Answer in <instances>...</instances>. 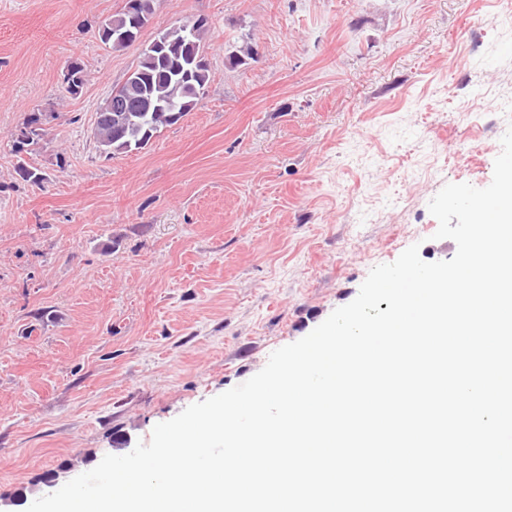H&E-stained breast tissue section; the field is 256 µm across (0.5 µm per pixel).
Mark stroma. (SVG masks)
Returning a JSON list of instances; mask_svg holds the SVG:
<instances>
[{"label":"stroma","instance_id":"obj_1","mask_svg":"<svg viewBox=\"0 0 512 512\" xmlns=\"http://www.w3.org/2000/svg\"><path fill=\"white\" fill-rule=\"evenodd\" d=\"M0 0V499L149 442L436 238L431 199L487 187L512 115V0ZM207 21L205 99L112 157L95 114L157 33ZM250 39L258 60L227 57ZM84 66L80 94L62 82ZM34 130L21 147V131ZM26 166L40 182L22 178ZM132 0H125V5L123 9L112 16V19L108 21L106 24L108 26V32L101 33V30L98 32V36L102 43L109 45L112 50H122L124 48L132 45L131 42L136 41V39H130L126 41L124 35L130 31V29H134V33L138 34V31L131 25L134 16V6L131 4Z\"/></svg>","mask_w":512,"mask_h":512}]
</instances>
